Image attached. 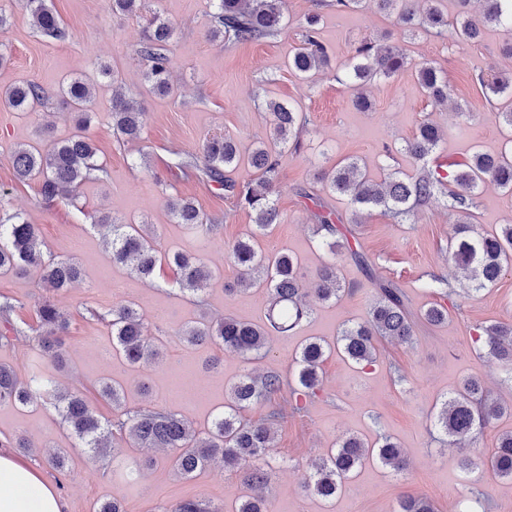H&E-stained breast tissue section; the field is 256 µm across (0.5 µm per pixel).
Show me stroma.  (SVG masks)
Masks as SVG:
<instances>
[{
    "label": "stroma",
    "mask_w": 512,
    "mask_h": 512,
    "mask_svg": "<svg viewBox=\"0 0 512 512\" xmlns=\"http://www.w3.org/2000/svg\"><path fill=\"white\" fill-rule=\"evenodd\" d=\"M11 18L0 32L10 60L0 67V89L35 81L45 90L44 104L26 112L0 108V208L19 212L39 226L45 248L54 258L75 261L83 272L72 288L47 294L38 277L0 273V294L17 306V326L35 324V309L51 296L65 314L67 364L55 380L63 389L90 390L103 379L125 388V405L134 409L158 405L187 419L195 429L207 428L222 411L229 388L244 372L276 371L294 382V360L312 338L335 342L343 325L365 319L377 296L372 276L397 282L413 311L440 303L448 308L447 323L418 324L415 339L406 345L378 340L377 360L360 367L339 352L322 366V388L289 415L278 429L267 457L273 464L264 494L274 512H396L400 498L431 501L436 512H457L463 499H480L485 512H512V481L495 477L485 465L501 431L512 419L484 428L474 442L450 444L436 426L435 415L444 400L470 376L481 377L492 397L512 403V380L498 366L480 359L475 340L479 328L491 321L512 322V272L492 288L463 293L461 289H431L432 275L448 264V240L454 216L444 199L417 208L400 221L380 210L365 211L352 227V244L364 252L375 272H366L349 256L337 266L346 290L339 300L315 305L309 318L288 335H273L269 354L251 362L219 351L214 345L190 347L171 341L181 323L200 316L234 317L262 324L270 292L254 287L225 295L224 286L239 270L227 255L237 239L249 231L252 219L236 197L200 174L173 175L171 168L187 155L198 153L206 137L230 134L242 150H251L270 134L267 101L275 100L305 112L308 123L302 148L288 145L279 155L277 205L283 221L258 239L268 254L286 251L298 257L305 274H313L328 258L315 233L318 210L349 218L347 197L323 192L317 175L345 158L357 159L366 172L383 180L396 172L407 177L422 168L449 166L467 160L475 151L497 153L512 143V135L495 114L501 99L482 93L481 79L512 74V60L502 47L512 42V29H486L480 41L464 42L426 31L401 30L392 17L366 4L336 13L325 0H287L288 27L279 36L257 43L227 46L211 38L212 0H145L146 8L162 14L173 28L169 43L173 93L163 97L145 83V66L136 54L142 39L139 19L112 15L107 0H53L63 24L72 34L60 43L37 33L23 0H0ZM321 16L319 38L332 61L328 72L299 78L288 70V58L301 41L306 14ZM389 37L400 44L413 63L431 61L448 80L450 101L434 106L422 94L412 72L378 78L365 92L370 110L356 108L353 93L333 75L353 55L361 40ZM109 65L113 75L100 74ZM79 77L93 85L94 119L88 134L107 177L78 187L72 198L54 205L42 202L36 181L16 179L8 149L39 145L41 129L51 125L57 139L76 132L71 108L60 92L62 84ZM122 91L142 103L147 121L139 140L122 143L112 129V95ZM444 131L438 148L425 161L405 151L422 120ZM170 196L188 197L214 223L209 235L177 224L166 208ZM108 214L143 225L158 234L161 250H178L202 259L216 273L203 303L180 293L175 273L162 266L153 281H144L126 268L113 265L95 217ZM478 232L512 224V195L490 183L477 190L472 219ZM132 305L151 332L166 338L159 362L134 368L112 354V335L103 323L88 320L87 307L100 311L115 304ZM357 435L372 443L388 435L409 460L402 475L376 462H367L349 478L344 490L330 500L304 492L300 484L309 464L326 457L337 441ZM27 437L31 448L15 449L53 484L64 512H94L103 500L121 499L126 512H173L186 498L222 505L235 512L249 492L240 476L214 467L192 478L176 473L174 453L117 443L116 456L98 461L76 448L69 429L53 406L38 402L25 407L0 403V439ZM66 456L64 473L44 463L46 455ZM470 454L478 468L463 475L460 453ZM156 457V466L126 480L123 471L140 460Z\"/></svg>",
    "instance_id": "obj_1"
}]
</instances>
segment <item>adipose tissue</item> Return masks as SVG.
Here are the masks:
<instances>
[{"mask_svg":"<svg viewBox=\"0 0 512 512\" xmlns=\"http://www.w3.org/2000/svg\"><path fill=\"white\" fill-rule=\"evenodd\" d=\"M53 485L28 464L0 450V512H63Z\"/></svg>","mask_w":512,"mask_h":512,"instance_id":"1","label":"adipose tissue"}]
</instances>
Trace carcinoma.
Here are the masks:
<instances>
[{"label":"carcinoma","mask_w":512,"mask_h":512,"mask_svg":"<svg viewBox=\"0 0 512 512\" xmlns=\"http://www.w3.org/2000/svg\"><path fill=\"white\" fill-rule=\"evenodd\" d=\"M32 26L43 36L55 41L71 38L53 9L52 0H27ZM372 2L393 15L395 22L406 31L424 28L441 37L450 36L459 41H474L489 27L512 26V0H481L482 10L474 15L470 0H458L461 9L456 26L448 27V19L435 0H333L331 6L341 13ZM112 14L142 17L143 0H108ZM214 28L211 36L224 42L252 43L278 36L288 27L285 0H215ZM144 35L137 54L146 65L145 81L156 94L171 93L169 82L170 56L168 44L172 28L168 21L154 12L143 17ZM320 15L304 18L301 45L289 61V69L306 77L312 72L331 68L326 46L319 40ZM410 67L405 50L385 39L361 43L345 68L346 84L352 88L376 78H391ZM420 87L435 104L448 102V80L430 63L415 68ZM492 94L512 97V80L499 77L483 83ZM62 94L75 112L78 125L90 121L87 112L94 97V88L81 78H73L62 88ZM45 93L36 82H23L0 90V106L16 111H27L41 103ZM271 114V141H264L247 155H242L237 139L229 134L207 138L199 156H187L178 163L190 168L202 162L203 170L213 181L224 186V191L235 196L240 206L250 211L253 233L235 241L228 251L232 262L243 271L239 283L250 287L264 285L271 288V304L264 325L226 317L213 321L202 317L187 322L175 332L176 338L188 345L211 343L236 353L245 360L269 353L267 336L274 330L286 333L293 330L312 313L304 302L309 297L314 303L339 299L345 292L337 272L336 262L324 263L316 272L312 287H307L299 262L287 252L269 257L257 251L254 236L268 231L283 221L273 199L278 176V151L288 140L295 139L294 148H301L299 131L305 116L296 109L276 101L267 103ZM146 112L119 96L112 98V127L127 141L140 139L146 124ZM441 140L439 128L429 122L420 123L406 151L413 158L423 160L437 148ZM97 148L85 133H77L64 140H53L44 146H24L12 151L10 162L15 176L21 181L36 179L41 200L51 206L57 200L69 197L83 182L97 172L105 171L97 163ZM247 165L256 175V183H239L229 176L240 165ZM323 189L349 197L353 207V223L360 222L364 209H379L383 214L406 218L419 206L444 195L457 216L453 242L448 250V270L433 276L432 283L442 288L458 280L457 270L465 272L462 290H481L497 283L503 273L512 267V224H505L495 234H480L471 224L475 207V190L491 182L503 192L512 194V149L497 155L476 153L459 168L445 173L425 169L414 178L394 173L383 181L370 179L358 161L348 159L335 167L318 173ZM167 207L179 224L212 233L217 225L208 223L191 200L168 198ZM316 232H325L332 240L326 242L328 251L336 254L344 250L369 276L373 269L366 255L350 246L348 236L336 225L332 213L317 214ZM98 225L111 236L112 264L127 268L145 280L155 277L159 261L157 242L143 230V225L132 224L120 218L101 216ZM177 271V287L182 293L197 296L204 292L215 271L201 259L175 252L168 256ZM0 270L16 274L38 272L47 292L68 288L81 278V269L74 263L46 256L38 225L29 223L22 215L0 214ZM16 305L8 297L0 301V323L9 329L0 332V345L12 338L27 337L32 342L46 369L37 368L23 378L10 366L0 364V402L11 401L22 406L31 405L47 396L76 439V447L94 459H104L114 447L115 436L129 438L137 448H167L177 451L174 466L184 477L214 466L237 468L247 485L264 486L270 475L265 459L266 449L273 446L278 426L286 417V408L273 400L283 390L279 373L267 371L243 375L231 388L224 410L210 427L199 432L185 419L162 408L142 407L136 410L122 406L124 391L108 382L99 385L98 394L112 402L117 414L104 420L97 413L91 399L81 391L62 390L56 385L54 371L65 359L66 319L48 299L37 308L39 326L33 336L15 325ZM89 317L106 324L112 330V350L122 355L132 366L152 363L160 358L163 340L149 333L137 310L130 304H117L106 313L90 307ZM440 325L448 321V310L433 305L416 314L408 306V299L399 285L390 280H378L377 298L367 321L347 325L338 338L343 353L359 366L374 360L376 342L380 338L400 343H413L419 322ZM482 356L512 374V324L492 322L481 327ZM326 355L322 340L307 342L296 359V386L289 388L292 411L299 410L305 398L316 396L321 385V366ZM263 403L266 414L259 421L243 420L242 412L249 406ZM512 417V404L489 398L484 382L469 377L435 415L439 428L455 440L472 439L476 431L504 416ZM374 459L382 466L400 473L406 470V460L397 443L385 437L370 445L355 435L343 437L327 458L314 466L304 478V487L323 499L333 498L343 490L345 482L355 469ZM487 468L498 478L512 480V431L502 433L497 440ZM175 512H223L195 498L177 503ZM236 512H268L266 500L252 495L243 500ZM399 512H435L434 506L421 498L407 496L400 501Z\"/></svg>","instance_id":"carcinoma-1"}]
</instances>
